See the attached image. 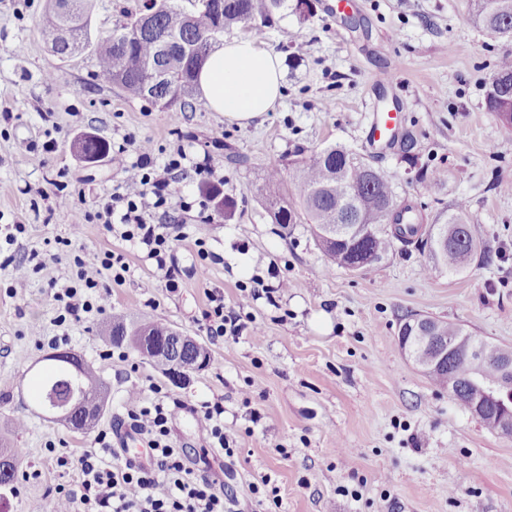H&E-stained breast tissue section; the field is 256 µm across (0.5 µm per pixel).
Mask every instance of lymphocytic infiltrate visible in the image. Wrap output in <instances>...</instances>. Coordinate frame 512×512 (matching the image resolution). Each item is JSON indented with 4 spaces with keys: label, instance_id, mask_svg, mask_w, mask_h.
I'll list each match as a JSON object with an SVG mask.
<instances>
[{
    "label": "lymphocytic infiltrate",
    "instance_id": "1",
    "mask_svg": "<svg viewBox=\"0 0 512 512\" xmlns=\"http://www.w3.org/2000/svg\"><path fill=\"white\" fill-rule=\"evenodd\" d=\"M119 164L127 176L118 192L99 201L95 217L109 232L123 240L145 246L148 258L156 262V275L166 287H173L174 277L162 257L169 250L173 236L168 225L155 223L144 207L147 196L165 204L174 191L181 159L158 163L149 150L141 148L135 160L120 156ZM79 277L86 287H95L102 276L122 280L128 268L122 257L112 253L85 254L79 260ZM129 426L147 441L149 456L137 464L122 459L105 436H98L95 447L79 456L61 458V465L76 469L80 480L74 485L58 486L51 499L62 512H72V504L82 512H226L228 498L214 488L210 480L186 467L182 454L169 443L168 423L174 406L157 399L145 403L141 393L130 395Z\"/></svg>",
    "mask_w": 512,
    "mask_h": 512
}]
</instances>
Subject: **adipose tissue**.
<instances>
[{"label": "adipose tissue", "instance_id": "obj_1", "mask_svg": "<svg viewBox=\"0 0 512 512\" xmlns=\"http://www.w3.org/2000/svg\"><path fill=\"white\" fill-rule=\"evenodd\" d=\"M197 89L208 108L246 126L273 111L282 97L279 56L253 38H234L212 50L199 71Z\"/></svg>", "mask_w": 512, "mask_h": 512}]
</instances>
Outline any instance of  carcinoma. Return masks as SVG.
I'll list each match as a JSON object with an SVG mask.
<instances>
[{
  "instance_id": "carcinoma-1",
  "label": "carcinoma",
  "mask_w": 512,
  "mask_h": 512,
  "mask_svg": "<svg viewBox=\"0 0 512 512\" xmlns=\"http://www.w3.org/2000/svg\"><path fill=\"white\" fill-rule=\"evenodd\" d=\"M89 0H49L40 19V31L54 53L62 56L79 54L90 48L98 60V78L119 86L136 97H145L142 72L157 61L158 46L150 35H143L123 46L116 34L135 27L139 17L115 27L111 33L91 40ZM224 11L219 12L213 0H198L196 11L186 12L168 2L154 15L155 27L181 37L189 45L201 43V51L189 56L173 58L167 86L171 92H161L153 103L163 109L179 106L191 108L190 98L197 74L216 44L204 37L222 34L243 23L254 32L265 24L285 0H223ZM470 20L490 37L512 41V0H474ZM512 80V52L503 55L490 78L487 108L493 112L503 128L512 132V90H504L500 79ZM78 153L94 154L101 158L108 154L109 144L102 138L85 134L75 143ZM293 162L295 173L284 183L281 168L272 166L265 176V187L273 221L276 224H306L329 264L353 269L354 253L363 251L365 265L373 266L391 253L395 244H409L413 239L429 248L436 264L451 274L464 271L478 251L470 224V204L458 200L443 222L448 242L440 244L423 234L424 225L415 221L413 208L397 201L388 177L376 169L367 158L343 146H329ZM172 326L134 319L124 313L112 314V324L104 330L102 340L113 347L133 346L139 339L147 341L172 335ZM456 324L436 321L431 339H416L411 357L418 359L432 352L434 345L444 338L466 336ZM50 367L30 381V394L38 404L46 403L50 392L61 389L83 395V401L67 420L74 431L87 430L100 417L107 403V392L100 374L93 365L67 352L46 356ZM432 384L450 393L459 401L483 399L498 385L499 367L490 359L474 369L465 350L448 356V366L428 372Z\"/></svg>"
}]
</instances>
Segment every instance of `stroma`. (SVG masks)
<instances>
[{
	"label": "stroma",
	"instance_id": "stroma-1",
	"mask_svg": "<svg viewBox=\"0 0 512 512\" xmlns=\"http://www.w3.org/2000/svg\"><path fill=\"white\" fill-rule=\"evenodd\" d=\"M296 3L275 11L260 37L282 60L284 97L241 127L198 96L192 110H163L101 81L91 51L62 58L42 37L47 0H0V441L20 460L0 512H29L75 483L58 456L79 455L127 422L129 392L147 398L155 386L181 403L172 444L232 493L233 512H271L272 485L278 512H512V439L432 386L398 342L399 319L412 312L512 348V192L496 184L512 175V134L486 108L489 76L512 42L473 24L469 0H351L363 18L355 30L336 0H315L305 20ZM142 4L91 0L92 33L112 31ZM382 94L406 101L398 127L415 146L412 159L389 149L373 166L423 223L468 199L490 261L429 273V251L414 243L351 272L329 267L307 225L273 223L260 195L267 168L335 144L370 155ZM87 133L112 152L131 142L160 162L182 149L209 159L211 175H179L178 195L153 212L180 236L165 254L175 287L157 279L145 250L95 219V201L126 173L112 153L92 164L78 156L73 144ZM208 185L225 210L195 208ZM62 194L69 208H57ZM84 251L122 255L128 271L121 282L100 279L101 314L63 320L57 295L77 285L74 258ZM18 262L29 271L19 294ZM215 295L243 324L238 338L210 336L203 314ZM116 311L194 336L209 366L179 388L138 352L108 348L99 334ZM65 350L97 367L108 390L84 432L46 418L29 392L45 355ZM205 402L223 405L234 456L206 451L196 415Z\"/></svg>",
	"mask_w": 512,
	"mask_h": 512
}]
</instances>
